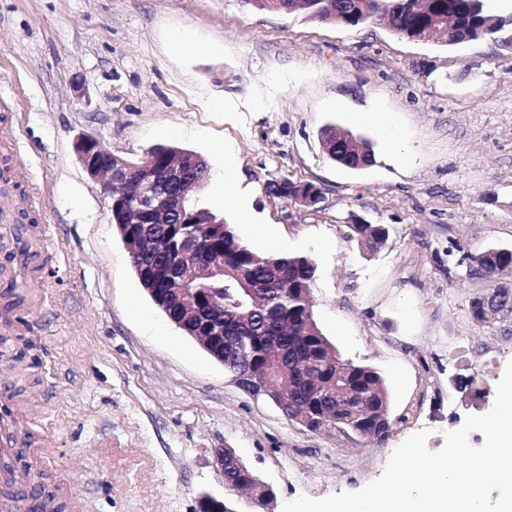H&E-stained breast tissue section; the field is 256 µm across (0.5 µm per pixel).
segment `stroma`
I'll return each instance as SVG.
<instances>
[{
  "label": "stroma",
  "instance_id": "stroma-1",
  "mask_svg": "<svg viewBox=\"0 0 512 512\" xmlns=\"http://www.w3.org/2000/svg\"><path fill=\"white\" fill-rule=\"evenodd\" d=\"M2 101L0 141L17 143L41 208L21 239L0 223V308L21 262L42 266L13 305L26 330L0 371L49 440L18 497L46 500L67 474L84 512H198L204 490L235 512H282L303 495L361 489L419 429L439 451L445 432L492 408L512 336L477 326L468 305L487 285L472 255L512 247V33L450 46L242 0H0ZM357 112L375 119L354 122ZM329 126L367 138L373 164L329 159ZM84 135L135 159L160 144L199 153V208L249 217L260 231L244 242L258 253L314 260L318 326L389 390L385 441L305 432L169 322L80 163ZM228 167L241 190L230 199ZM282 176L319 186V207L267 195ZM26 192L0 184L22 213ZM355 217L387 225L385 245L351 237ZM467 372L480 394L453 387ZM218 448L271 486L270 503L225 489Z\"/></svg>",
  "mask_w": 512,
  "mask_h": 512
}]
</instances>
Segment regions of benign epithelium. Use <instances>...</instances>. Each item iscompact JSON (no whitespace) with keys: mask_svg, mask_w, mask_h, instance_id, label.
<instances>
[{"mask_svg":"<svg viewBox=\"0 0 512 512\" xmlns=\"http://www.w3.org/2000/svg\"><path fill=\"white\" fill-rule=\"evenodd\" d=\"M85 171L101 181L103 190L112 195V186H122L123 195L111 202V213L131 261H149L138 269L148 292L162 294L164 302L175 301L177 307L169 318L177 328L187 332L211 357L224 362V308L203 296L187 293L186 276L176 270L171 257L183 259L199 256L204 239L215 240L224 233V225L207 223L199 231L198 212L188 207V195L199 190L206 179V164L196 154H186L177 161L160 167H149L112 152L102 156V146L85 135L77 144ZM322 193L317 187L301 185L297 201L304 206L320 203ZM129 213H140L150 224L163 225V239L148 237L124 221ZM197 274L204 279H219L224 275V253L196 264ZM199 512H224V498L203 492L199 496Z\"/></svg>","mask_w":512,"mask_h":512,"instance_id":"7a95c632","label":"benign epithelium"}]
</instances>
